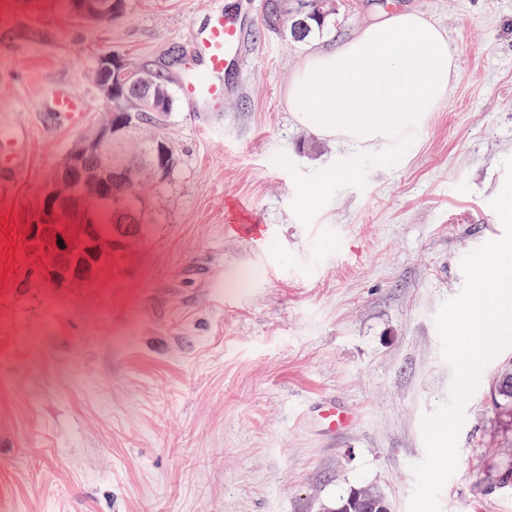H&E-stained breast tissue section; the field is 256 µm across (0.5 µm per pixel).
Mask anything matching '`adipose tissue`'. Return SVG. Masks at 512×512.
Wrapping results in <instances>:
<instances>
[{"label":"adipose tissue","instance_id":"obj_1","mask_svg":"<svg viewBox=\"0 0 512 512\" xmlns=\"http://www.w3.org/2000/svg\"><path fill=\"white\" fill-rule=\"evenodd\" d=\"M452 69L440 28L416 12L392 11L339 47L311 52L288 83V109L319 136L374 146L436 111Z\"/></svg>","mask_w":512,"mask_h":512}]
</instances>
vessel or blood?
<instances>
[{
	"label": "vessel or blood",
	"mask_w": 512,
	"mask_h": 512,
	"mask_svg": "<svg viewBox=\"0 0 512 512\" xmlns=\"http://www.w3.org/2000/svg\"><path fill=\"white\" fill-rule=\"evenodd\" d=\"M247 60V39L238 14L228 10L211 15L201 32L192 37L187 65L179 92L196 111L210 112L221 107L231 95L226 75L244 67ZM54 111L63 113L71 125H78L85 116V100L69 93H54L49 101ZM23 170V160L8 132H0V171L14 175Z\"/></svg>",
	"instance_id": "1"
}]
</instances>
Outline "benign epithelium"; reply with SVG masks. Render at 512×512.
<instances>
[{
	"mask_svg": "<svg viewBox=\"0 0 512 512\" xmlns=\"http://www.w3.org/2000/svg\"><path fill=\"white\" fill-rule=\"evenodd\" d=\"M73 14L81 21L99 23L117 12L116 0H72ZM94 82L106 104L102 119L69 150L43 190L40 220L26 225L30 247L42 254L50 279L82 283L92 279L100 265L114 253L130 250L139 241L143 202L150 187L166 179L173 145L165 127L152 136L154 159L144 179L118 163L116 153L133 127L134 113L164 110L167 86L144 68L129 65L106 52L94 67ZM126 185V198L112 202L111 185ZM109 208L110 228L96 227L97 215ZM87 245L90 259L73 254L72 245ZM355 502L364 512H388L383 502L362 490Z\"/></svg>",
	"mask_w": 512,
	"mask_h": 512,
	"instance_id": "7a95c632",
	"label": "benign epithelium"
}]
</instances>
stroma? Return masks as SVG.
Instances as JSON below:
<instances>
[{
    "instance_id": "stroma-1",
    "label": "stroma",
    "mask_w": 512,
    "mask_h": 512,
    "mask_svg": "<svg viewBox=\"0 0 512 512\" xmlns=\"http://www.w3.org/2000/svg\"><path fill=\"white\" fill-rule=\"evenodd\" d=\"M235 2L251 60L233 94L220 112L178 103V164L140 243L70 285L31 257L25 227L103 116L99 54L178 86L225 0H125L93 24L70 0H0V126L26 149L0 185V512H329L358 484L408 512L423 420L453 378L434 318L462 257L503 234L490 201L512 157V0H325L326 27L303 41L267 26L266 0ZM395 6L448 38L440 107L380 147L296 124L294 68ZM55 91L86 98L81 125L47 109ZM508 361L512 346L464 408L441 512H512L498 484L512 418L493 395ZM327 398L347 427L324 426Z\"/></svg>"
}]
</instances>
